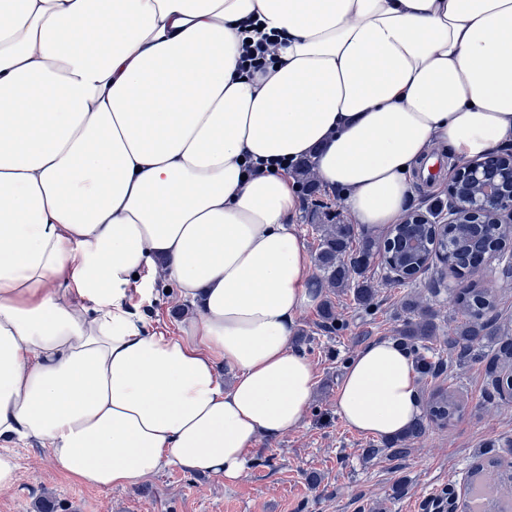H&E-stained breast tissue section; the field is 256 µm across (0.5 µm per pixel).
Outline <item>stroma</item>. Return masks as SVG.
I'll use <instances>...</instances> for the list:
<instances>
[{"instance_id": "stroma-1", "label": "stroma", "mask_w": 512, "mask_h": 512, "mask_svg": "<svg viewBox=\"0 0 512 512\" xmlns=\"http://www.w3.org/2000/svg\"><path fill=\"white\" fill-rule=\"evenodd\" d=\"M432 154L441 167L432 180L415 174L411 210L427 211L436 197L447 194L455 160L440 146ZM318 202L342 222L350 220L339 193L318 187L295 218L297 234L311 254L318 244L311 227ZM502 268V261L494 258L475 274L459 279L436 258L407 288L387 280L377 256L368 275L378 288V299L366 310L351 296L323 288L322 297L336 315L335 331L323 330L322 310L316 307L300 316L291 340L292 348L309 359L316 373L305 421L279 439L259 440L250 453L246 476L237 482L170 468L136 487L103 491L61 471L39 440L26 439L11 446L19 461L18 479L13 487L0 490V512H35L34 504L42 498L52 501L54 512H421L425 496L450 485L464 489L479 456L512 460V447L502 444L503 439H512V406L492 407L486 401L489 349L478 347L469 363L455 368L453 377L418 382L423 403L435 386L455 382L464 390L467 409L451 426L429 427L410 453L399 459L380 454L383 440L356 432L341 420L336 394L347 363L361 347L377 338L395 337L407 298L433 308L448 333L462 320L453 298L467 286L494 288L499 311L512 316V274L504 275ZM150 279L155 301L146 305L131 299L132 310L147 329L176 335L183 318L177 286L160 266L152 270Z\"/></svg>"}]
</instances>
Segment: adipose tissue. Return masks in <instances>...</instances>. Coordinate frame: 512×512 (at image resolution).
I'll return each instance as SVG.
<instances>
[{"mask_svg": "<svg viewBox=\"0 0 512 512\" xmlns=\"http://www.w3.org/2000/svg\"><path fill=\"white\" fill-rule=\"evenodd\" d=\"M262 38L274 62L246 75ZM510 144L512 0H0V440L101 490L239 480L316 385L290 346L320 292L279 163L311 159L382 227L432 147ZM159 263L195 309L175 336L129 304ZM336 413L408 429L407 350L363 346Z\"/></svg>", "mask_w": 512, "mask_h": 512, "instance_id": "ef3b65f1", "label": "adipose tissue"}]
</instances>
